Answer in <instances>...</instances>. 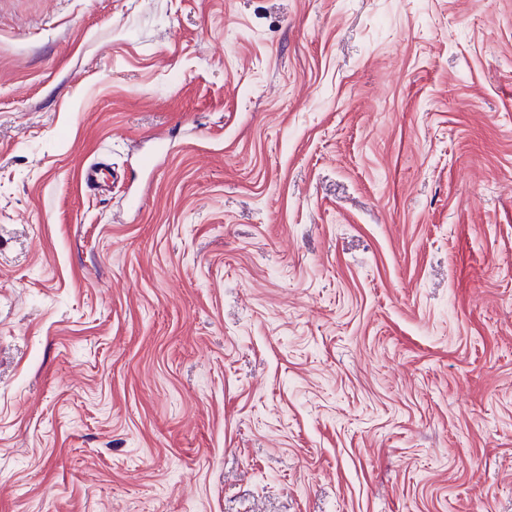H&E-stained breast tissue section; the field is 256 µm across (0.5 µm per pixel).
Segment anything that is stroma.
<instances>
[{
	"mask_svg": "<svg viewBox=\"0 0 512 512\" xmlns=\"http://www.w3.org/2000/svg\"><path fill=\"white\" fill-rule=\"evenodd\" d=\"M0 512H512V0H0Z\"/></svg>",
	"mask_w": 512,
	"mask_h": 512,
	"instance_id": "obj_1",
	"label": "stroma"
}]
</instances>
